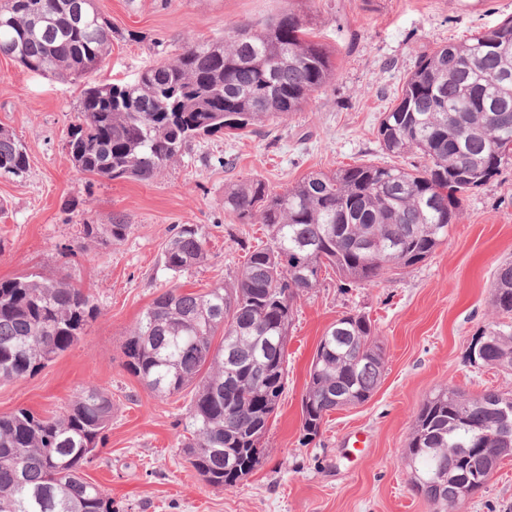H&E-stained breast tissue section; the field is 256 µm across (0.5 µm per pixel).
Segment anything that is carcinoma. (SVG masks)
<instances>
[{
	"label": "carcinoma",
	"instance_id": "cac0c4a2",
	"mask_svg": "<svg viewBox=\"0 0 512 512\" xmlns=\"http://www.w3.org/2000/svg\"><path fill=\"white\" fill-rule=\"evenodd\" d=\"M112 24L93 0H5L0 55L31 72L67 80L97 68ZM335 75L332 52L312 40L309 20L290 8L261 25L233 24L224 42L187 40L182 51L130 83H99L81 94L67 148L74 167L110 181L153 180L201 136L240 134L299 112ZM389 155L424 164L359 163L312 173L281 193L259 180L224 189V210L258 219L268 242L246 256L235 281L204 292L174 284L144 310L123 346L126 367L160 397L192 388L184 453L208 486L235 488L261 464L262 440L285 389L288 328L297 296L322 269L351 284L414 267L448 238L462 201L512 160V18L423 54L399 103L378 127ZM24 146L0 127V178L23 176ZM130 225H83L84 238L119 245ZM200 228L182 224L163 253L172 274L204 265ZM497 312L512 315V262L491 288ZM97 316L91 293L38 274L0 278V381L31 376L71 349ZM219 344H214L216 336ZM477 360L512 368V328L491 325ZM385 373L371 320L346 314L319 342L301 404L303 441L333 411L365 403ZM512 394L470 397L445 387L418 409L407 444L410 484L431 512H461L456 474L467 466L488 483L512 457ZM112 420V398L85 388L59 416L20 408L0 415V512H114L88 481ZM441 488L427 483L433 475Z\"/></svg>",
	"mask_w": 512,
	"mask_h": 512
}]
</instances>
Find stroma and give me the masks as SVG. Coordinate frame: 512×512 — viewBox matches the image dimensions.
Here are the masks:
<instances>
[{
    "instance_id": "stroma-1",
    "label": "stroma",
    "mask_w": 512,
    "mask_h": 512,
    "mask_svg": "<svg viewBox=\"0 0 512 512\" xmlns=\"http://www.w3.org/2000/svg\"><path fill=\"white\" fill-rule=\"evenodd\" d=\"M112 23L101 66L63 82L0 56V127L25 146L29 170L0 179V278L34 272L88 288L98 315L85 336L34 375L0 383V415L25 407L62 411L89 386L114 406L98 459L85 477L103 486L115 512H429L410 485L408 436L421 403L450 385L476 396L512 392V372L472 362L483 332L500 323L491 302L497 268L512 261V163L464 199L447 240L424 263L343 286L326 275L294 307L285 352L286 390L264 439L260 466L232 491L206 485L181 451L190 390L160 398L125 366L122 346L141 313L171 281L198 291L231 282L262 224L224 210V189L259 179L282 191L312 172L392 162L381 148L382 112L395 106L419 56L512 17V0H301L336 77L302 111L241 137L197 139L158 178L108 181L77 171L67 132L86 84L130 82L180 52L186 39L223 40L226 23L258 24L291 0H95ZM123 216L118 246L84 238L87 224ZM201 227L207 262L172 277L163 251L176 226ZM378 328L387 370L371 398L334 411L303 443L301 397L316 346L343 313ZM365 446L347 447L350 433ZM463 512H512V457Z\"/></svg>"
}]
</instances>
